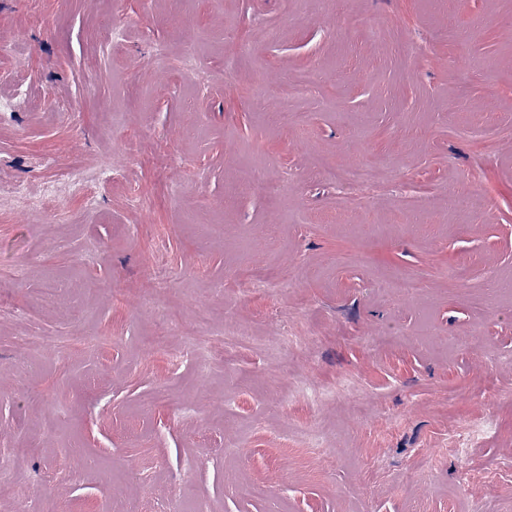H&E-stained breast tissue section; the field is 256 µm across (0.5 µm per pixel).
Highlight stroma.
Here are the masks:
<instances>
[{
    "label": "stroma",
    "mask_w": 512,
    "mask_h": 512,
    "mask_svg": "<svg viewBox=\"0 0 512 512\" xmlns=\"http://www.w3.org/2000/svg\"><path fill=\"white\" fill-rule=\"evenodd\" d=\"M0 95V512H512V0H0ZM314 166L324 178L336 182V185L348 193L355 192L361 188H370L378 191L383 189L386 183L383 172L369 164H357L339 168L325 163L320 165L315 160Z\"/></svg>",
    "instance_id": "obj_1"
}]
</instances>
